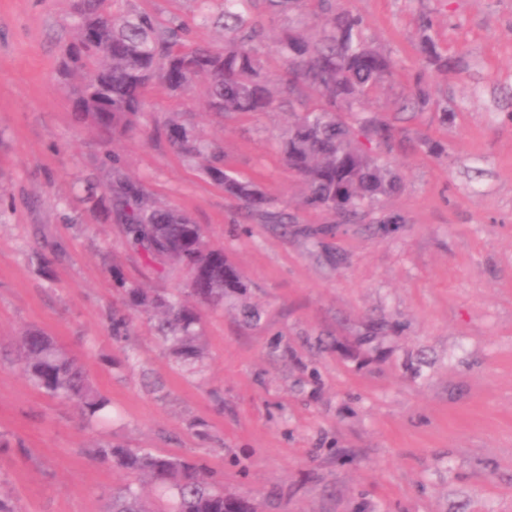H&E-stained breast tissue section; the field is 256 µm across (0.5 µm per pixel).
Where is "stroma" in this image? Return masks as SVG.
<instances>
[{
    "mask_svg": "<svg viewBox=\"0 0 512 512\" xmlns=\"http://www.w3.org/2000/svg\"><path fill=\"white\" fill-rule=\"evenodd\" d=\"M217 44L193 0H131ZM359 15L394 69L372 95L393 125L399 193L324 235L330 217L299 206L280 161L282 131L312 96L269 112L211 114L206 88L146 92L136 130L112 147L163 203L187 212L246 277V305L208 311L204 372L182 370L143 316L129 342L104 327L117 296L111 268L157 291L159 276L127 248L121 225L70 223L107 147L75 122L58 69L69 0H0V342L37 326L83 363L112 401L101 435L205 460L227 490L261 512H512V0H336ZM449 71L421 69L424 20ZM424 74L435 110L395 112ZM215 138L227 166L258 176L298 216L282 231L243 219L237 203L172 152L170 115ZM396 215L382 233L378 217ZM65 254L43 277L41 243ZM381 337L360 344L371 324ZM114 358L105 367L100 357ZM0 483L21 512H105L122 473L89 453L98 434L69 404L0 360Z\"/></svg>",
    "mask_w": 512,
    "mask_h": 512,
    "instance_id": "1",
    "label": "stroma"
}]
</instances>
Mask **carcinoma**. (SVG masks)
Masks as SVG:
<instances>
[{"label":"carcinoma","mask_w":512,"mask_h":512,"mask_svg":"<svg viewBox=\"0 0 512 512\" xmlns=\"http://www.w3.org/2000/svg\"><path fill=\"white\" fill-rule=\"evenodd\" d=\"M250 2L234 0L216 16L200 12L202 22L223 32L222 44L212 46L188 42L184 23L132 8L115 9L114 0H70L71 38L60 73L69 84L73 72H82L81 81L70 84L76 117L109 139L136 127L145 109V91L155 83L178 93L203 82L209 110L225 116L267 112L308 90L316 101L284 130L282 160L303 185L302 207L351 223L401 186L398 170L377 152L390 146L394 129L367 108L394 63L366 43L362 18L336 7L335 0H263L271 15L288 17L276 41L282 73L273 81L261 56L267 34L251 16ZM311 13L318 20L314 34L301 27ZM431 28V21H424L423 65L446 70L448 61L437 52ZM430 103L418 74L409 93L396 102V111L423 110ZM163 134L177 155L201 160L204 175L247 216L284 229L296 223L257 180L224 165V152L215 141L175 117L164 124ZM102 165L109 174L108 190L98 192L95 178L88 177L81 198L85 209L123 225L128 246L155 272L190 269L199 281L197 288L187 283L175 292L159 293L112 269L122 307L107 315L106 329L114 341L123 342L131 336L132 315L139 313L168 356L180 368L196 371L207 358L202 310L224 308L247 284L224 249L212 245L186 212L155 201L142 183L126 174L117 151H107ZM15 352L28 382L73 404L86 425L107 413L110 399L42 328H27ZM92 453L124 475L123 483L112 489L106 512H257L249 500L224 490L221 478L200 459L110 441L95 443Z\"/></svg>","instance_id":"cac0c4a2"}]
</instances>
